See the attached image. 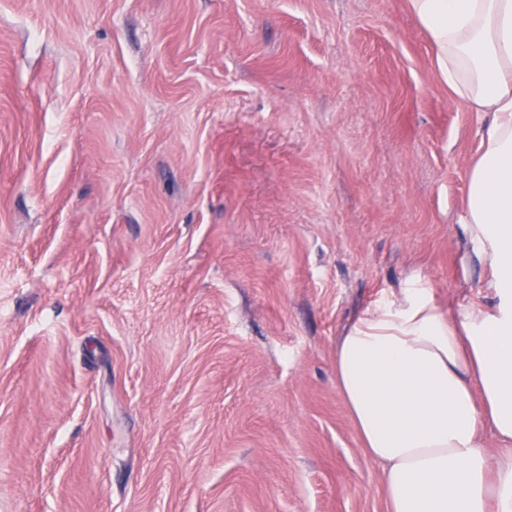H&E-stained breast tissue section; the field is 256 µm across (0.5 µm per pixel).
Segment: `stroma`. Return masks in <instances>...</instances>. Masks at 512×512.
<instances>
[{
    "label": "stroma",
    "instance_id": "35a3bbf8",
    "mask_svg": "<svg viewBox=\"0 0 512 512\" xmlns=\"http://www.w3.org/2000/svg\"><path fill=\"white\" fill-rule=\"evenodd\" d=\"M491 118L406 0H0V512H388L336 343L490 303Z\"/></svg>",
    "mask_w": 512,
    "mask_h": 512
}]
</instances>
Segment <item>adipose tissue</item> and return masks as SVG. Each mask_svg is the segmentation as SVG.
Returning a JSON list of instances; mask_svg holds the SVG:
<instances>
[{
    "mask_svg": "<svg viewBox=\"0 0 512 512\" xmlns=\"http://www.w3.org/2000/svg\"><path fill=\"white\" fill-rule=\"evenodd\" d=\"M407 6L453 100L493 115L466 201L492 301L453 319L406 281L341 336L336 386L380 467L388 512H512V0Z\"/></svg>",
    "mask_w": 512,
    "mask_h": 512,
    "instance_id": "adipose-tissue-1",
    "label": "adipose tissue"
}]
</instances>
